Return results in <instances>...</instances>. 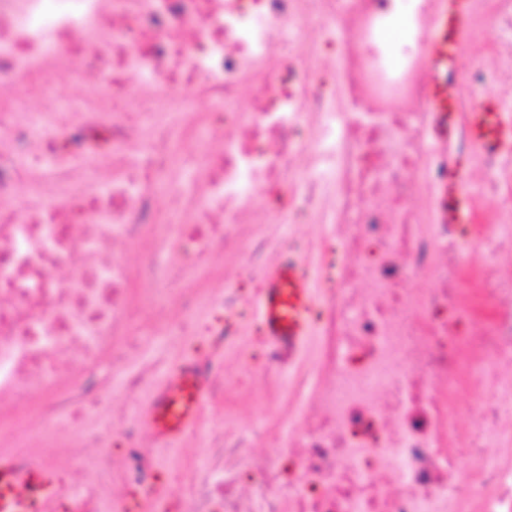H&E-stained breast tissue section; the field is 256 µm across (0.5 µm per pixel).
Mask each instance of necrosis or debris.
<instances>
[{
  "label": "necrosis or debris",
  "instance_id": "necrosis-or-debris-1",
  "mask_svg": "<svg viewBox=\"0 0 512 512\" xmlns=\"http://www.w3.org/2000/svg\"><path fill=\"white\" fill-rule=\"evenodd\" d=\"M433 0H0V422L21 465L56 463L38 439L85 451L54 512H129L161 475L139 415L107 420L104 367L128 392L136 310L187 334V273L234 250L241 224H318L324 340L287 449L248 457L212 427L221 465L168 512H512V158L468 153V224L434 221L442 170L427 133L434 73L423 44ZM477 53L455 69L470 101L512 99V0H475ZM59 83L90 84L42 120L20 108ZM208 110L191 104L195 90ZM122 100L125 112L113 111ZM193 140L195 160L178 152ZM150 241L130 273L114 240ZM295 235L252 236L246 275ZM181 310L170 323V300ZM214 363L248 304L212 293ZM127 445L122 461L114 440ZM144 246H127L124 247L121 251L123 259L126 261L130 268L131 273L137 272V267L140 264L141 254L143 252ZM131 297L133 301L141 307H146L149 301V294L145 291L146 286L140 283L136 279V275H132L131 282Z\"/></svg>",
  "mask_w": 512,
  "mask_h": 512
}]
</instances>
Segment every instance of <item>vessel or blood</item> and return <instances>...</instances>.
Wrapping results in <instances>:
<instances>
[{
  "label": "vessel or blood",
  "mask_w": 512,
  "mask_h": 512,
  "mask_svg": "<svg viewBox=\"0 0 512 512\" xmlns=\"http://www.w3.org/2000/svg\"><path fill=\"white\" fill-rule=\"evenodd\" d=\"M436 8L427 35V56L436 72L431 101L436 121L449 113L463 116L471 146L478 150L512 154V113L499 105L496 93L481 95L477 104L467 102L462 86H449L448 64L465 48V28L474 0H435ZM451 192L442 196L443 214L451 223L470 220L471 201L457 175H450ZM317 294L310 266L291 259L270 265L260 276V284L250 302L255 311L258 332L273 356L296 355L315 334ZM210 397L192 361L170 369L147 401L144 421L161 447L180 442L201 421ZM38 491L44 501L60 491L56 469L35 464L18 470L12 456L0 455V512H18L23 502L17 487Z\"/></svg>",
  "instance_id": "vessel-or-blood-1"
}]
</instances>
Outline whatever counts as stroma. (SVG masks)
Instances as JSON below:
<instances>
[{
    "label": "stroma",
    "instance_id": "obj_1",
    "mask_svg": "<svg viewBox=\"0 0 512 512\" xmlns=\"http://www.w3.org/2000/svg\"><path fill=\"white\" fill-rule=\"evenodd\" d=\"M244 264L245 258L240 253L213 257L198 268L188 285L202 290L221 288L228 293L239 290L243 295H252L258 280L243 276ZM210 322L209 311H202L194 331L187 336L156 335L150 326L134 323L132 332L140 338L141 346L131 357L129 368L150 370L154 383H161L167 368L185 353L206 349ZM321 349V338H314L309 349L284 366L280 374L264 377L255 369L256 359L263 354L260 340L248 329H241L224 348V396L206 407L199 430L186 435L175 448L158 447L151 437L144 441L145 448L161 465L162 497H179L188 488V477L209 467V460L201 454L200 443L212 425H224L251 440L256 455L268 449L270 439L284 440L288 435L289 415L296 404L295 395H289L288 389L293 386L297 392L310 390L309 370Z\"/></svg>",
    "mask_w": 512,
    "mask_h": 512
}]
</instances>
